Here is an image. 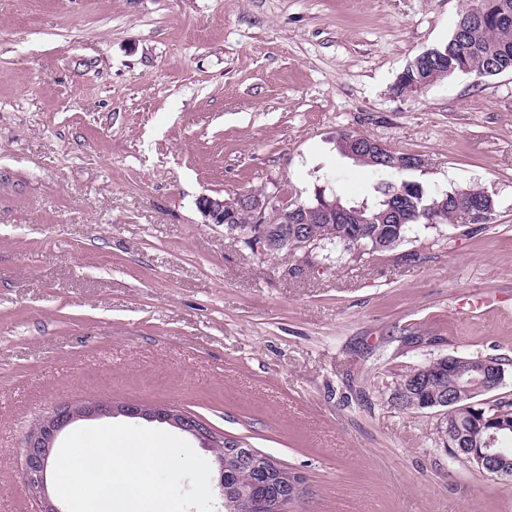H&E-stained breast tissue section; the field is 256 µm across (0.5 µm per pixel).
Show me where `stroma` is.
<instances>
[{"instance_id":"stroma-1","label":"stroma","mask_w":512,"mask_h":512,"mask_svg":"<svg viewBox=\"0 0 512 512\" xmlns=\"http://www.w3.org/2000/svg\"><path fill=\"white\" fill-rule=\"evenodd\" d=\"M467 0H0V512L27 431L86 397L165 404L303 483L290 512H512L450 458L401 374L503 363L512 399V72L394 87ZM353 131L423 159L429 192L494 201L322 264L204 223L201 195L372 200ZM466 195H468V200L464 204L461 215L458 216L462 223L471 224L477 220H482L493 212V208L486 207L487 199L491 200V198L485 191L481 189L471 190ZM490 219L482 220L476 224H486Z\"/></svg>"}]
</instances>
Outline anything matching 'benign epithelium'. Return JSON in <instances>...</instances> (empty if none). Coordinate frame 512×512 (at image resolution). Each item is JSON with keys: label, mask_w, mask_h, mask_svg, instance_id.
Listing matches in <instances>:
<instances>
[{"label": "benign epithelium", "mask_w": 512, "mask_h": 512, "mask_svg": "<svg viewBox=\"0 0 512 512\" xmlns=\"http://www.w3.org/2000/svg\"><path fill=\"white\" fill-rule=\"evenodd\" d=\"M338 141L347 155L354 159L365 154L379 155L385 150L384 144L372 139L365 141L362 136L351 132L340 133ZM467 195L468 200L459 216L461 222L471 224L493 212V208L486 206L489 195L485 191L471 190ZM278 200L279 195L276 193L254 196L240 194L231 199L203 194L197 199V208L204 223L219 226L234 223L239 210L249 211L252 222L259 225V229L251 235V240L265 251L271 233L278 237H286L291 233L296 239H306L299 217L303 204L299 203L290 211L284 212L278 207ZM277 224L282 225V228H275ZM288 224L292 228H286ZM117 416L167 424L192 437L200 447L212 452L218 474V488L227 512H288L299 491L302 479L298 474H282L270 459L257 454L251 447L225 440L224 435L215 432L208 424L186 411L164 405L145 406L132 402L86 398L78 404L57 406L27 432L22 453L23 480L27 489L39 499L42 505L40 512H63L56 503L58 495L53 480L49 479L50 463L54 460L61 435L81 420ZM499 443L497 434L490 433L483 441L470 448H450L448 452L455 455L462 453L478 470L502 477L512 469V459L499 448ZM242 467L254 470L261 477L278 483L280 493L271 500L260 498L253 495L250 486L224 480L227 474Z\"/></svg>", "instance_id": "obj_1"}]
</instances>
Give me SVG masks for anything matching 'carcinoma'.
<instances>
[{
  "label": "carcinoma",
  "mask_w": 512,
  "mask_h": 512,
  "mask_svg": "<svg viewBox=\"0 0 512 512\" xmlns=\"http://www.w3.org/2000/svg\"><path fill=\"white\" fill-rule=\"evenodd\" d=\"M491 13L467 24L463 31H453L448 42L430 50V56L415 66L424 78H447L443 71L450 68L475 73L496 75L512 71V0H488ZM400 190L404 203L418 209L429 204H439L441 224H452L456 219L458 190L444 193H428L417 182L396 180L390 186L383 182L375 188L372 203H346L340 198H327L331 208V219L323 224L306 225L308 236L317 243L318 253L343 252L349 255H381L392 251L406 237L412 224H398L390 210L394 208L389 193ZM351 212L349 223L338 221L340 209ZM428 369L418 373L408 371L400 375L396 385L409 391L407 399L400 406L402 410L424 411L434 408L436 401L448 398L454 391V378L448 375V368L442 366V359L426 363ZM448 409V445L466 448L473 441L475 422L483 417L494 418L492 428L500 439L512 440V402L502 401L490 412L457 403Z\"/></svg>",
  "instance_id": "carcinoma-1"
}]
</instances>
